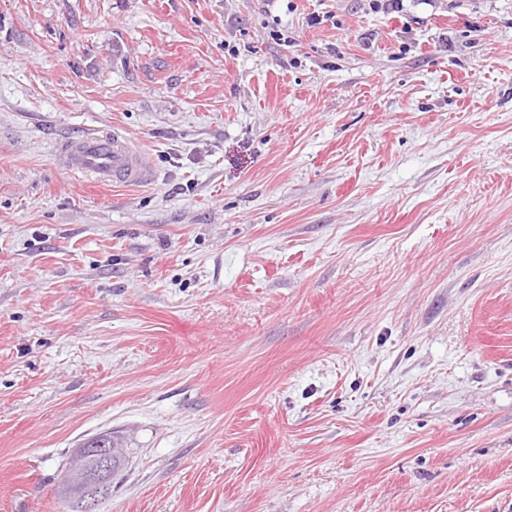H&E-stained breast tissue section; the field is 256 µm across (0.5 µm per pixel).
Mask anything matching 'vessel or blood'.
<instances>
[{
    "instance_id": "obj_1",
    "label": "vessel or blood",
    "mask_w": 512,
    "mask_h": 512,
    "mask_svg": "<svg viewBox=\"0 0 512 512\" xmlns=\"http://www.w3.org/2000/svg\"><path fill=\"white\" fill-rule=\"evenodd\" d=\"M68 167L100 184H141L150 170L143 153L120 130L87 129L62 148Z\"/></svg>"
}]
</instances>
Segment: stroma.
Wrapping results in <instances>:
<instances>
[{
    "mask_svg": "<svg viewBox=\"0 0 512 512\" xmlns=\"http://www.w3.org/2000/svg\"><path fill=\"white\" fill-rule=\"evenodd\" d=\"M111 430L96 512H512V0H0V512ZM68 167L100 184H141L150 179L143 153L119 129H87L63 146Z\"/></svg>",
    "mask_w": 512,
    "mask_h": 512,
    "instance_id": "1",
    "label": "stroma"
}]
</instances>
